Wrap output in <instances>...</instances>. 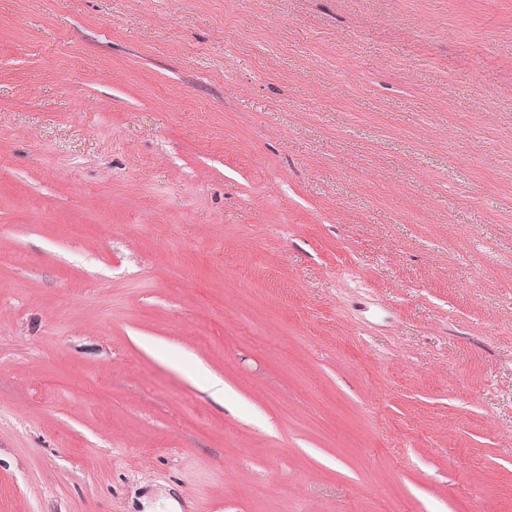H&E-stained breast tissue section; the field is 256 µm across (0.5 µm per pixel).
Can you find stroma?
<instances>
[{
  "label": "stroma",
  "instance_id": "obj_1",
  "mask_svg": "<svg viewBox=\"0 0 512 512\" xmlns=\"http://www.w3.org/2000/svg\"><path fill=\"white\" fill-rule=\"evenodd\" d=\"M0 512H512V0H0Z\"/></svg>",
  "mask_w": 512,
  "mask_h": 512
}]
</instances>
